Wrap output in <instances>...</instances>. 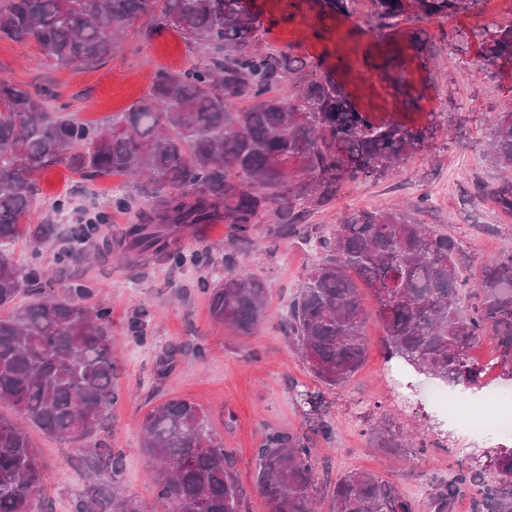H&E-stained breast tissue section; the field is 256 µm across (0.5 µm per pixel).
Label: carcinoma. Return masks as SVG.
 <instances>
[{"instance_id":"cac0c4a2","label":"carcinoma","mask_w":512,"mask_h":512,"mask_svg":"<svg viewBox=\"0 0 512 512\" xmlns=\"http://www.w3.org/2000/svg\"><path fill=\"white\" fill-rule=\"evenodd\" d=\"M353 0H315L318 13L350 15ZM376 28L390 76L406 101L422 95L407 83L403 55L429 51L421 27L403 32L405 43L384 33L393 20H451L470 9L468 0H418L406 14L403 0H373ZM172 27L199 51H222L221 59L196 62L179 72L160 71L149 94L103 126L65 112H48L42 94L0 77V403L16 418L0 416V512L35 509L43 475L26 426L71 442L96 436L117 397L109 337L110 310L90 306L94 289L83 279L81 244L94 240L103 255L120 254L127 266L144 255H159L174 266L213 264L209 250L187 256L185 234L205 238L212 224H228L237 243L248 241L256 224L273 215L278 233L291 235L296 205L318 206L336 198L344 181L381 176L425 146L430 129H415L394 118L362 111L325 60L273 53L270 28L243 0H0V39L31 42L58 65L93 66L112 55L134 24ZM512 63V25L486 30L477 65ZM282 82L288 97L273 94ZM486 157L506 172L490 191L495 205L512 215V109L500 113ZM64 163L85 178L120 174L172 189L136 214L124 235L100 233L106 216L72 228L55 254L67 274L65 288L45 292L43 267L17 264L14 246L29 241L33 257L54 241L52 224H35L40 174ZM327 258L310 267L305 282L279 319V330L313 375L328 389L346 383L360 368L367 343L368 314L360 289L376 300L384 332V354L415 370L466 389L482 385L487 367L470 351L488 338L493 365L512 366V254L481 268L472 290L457 271L459 243L407 211L347 212L329 238L317 241ZM224 279L202 280L212 320L251 336L268 319L267 288L240 271L237 251L224 252ZM27 296L29 302L18 303ZM142 309L128 330L146 340ZM202 357L206 347L172 343L156 361L165 377L187 352ZM309 406L305 425L272 429L255 450V488L270 512H316L317 497L329 512H416L412 500L369 470H352L334 485L321 482L316 441L331 438L323 395L298 390ZM142 448L157 463L155 504L164 512H243L244 493L224 441L188 399H168L142 422ZM383 447H404L392 425L374 426ZM107 458L111 484L88 482L71 512H144L132 495L117 490L122 460L102 443L89 449L86 468ZM496 474L460 467L428 485V512H453L464 491L476 488L472 512H512V446L501 443Z\"/></svg>"}]
</instances>
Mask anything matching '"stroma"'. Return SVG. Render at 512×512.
Returning a JSON list of instances; mask_svg holds the SVG:
<instances>
[{
    "mask_svg": "<svg viewBox=\"0 0 512 512\" xmlns=\"http://www.w3.org/2000/svg\"><path fill=\"white\" fill-rule=\"evenodd\" d=\"M248 2L261 12L263 22L273 26L270 46L297 57L326 55L327 66L347 74L348 88L363 110L416 125L432 116L437 130L428 148L411 153L392 173L347 182L336 199L325 205L296 207L297 231L292 236H277L269 223L255 225L250 243L239 251L238 263L265 282L269 318L250 336L237 335L213 322L207 297L198 286L201 279L224 276V250L231 245L228 225L210 226L201 242L188 237L182 240V249L188 254L201 246L209 248L215 262L208 267L190 263L174 267L149 256L132 270L116 258L98 257L94 243H87L89 259L82 274L95 288L96 302L111 312L118 391L96 438L121 454V485L148 507L155 500L149 479L155 463L141 446L142 421L160 402L179 397L204 408L213 431L232 452L245 489V512H269L254 487L255 450L268 429L303 425L304 407L289 391L290 380L313 392L321 390L302 359L284 342L277 320L309 267L321 257L316 239L332 233L340 213L418 210L421 222L439 227L462 245L460 272L471 279L483 266L512 252V215L478 199L479 187L493 184L497 177L484 145L500 113L512 103V68L466 78L463 60L449 52L445 42L451 30L466 37L487 25L512 24V0H479L475 8L453 20L426 23L432 48L423 56L409 57L405 70L406 79L423 95L416 107L403 104L381 59L364 58L366 47L375 43L378 35L369 26L372 0H353L351 15L341 20L319 16L309 0ZM355 25L365 29L356 42L348 37ZM196 56L190 44L172 30L147 38L129 33L96 67L56 65L43 60L33 44L0 39V77L44 93L47 111L104 123L143 97L155 73L188 68ZM39 189L41 211L50 213L64 238L72 225L109 211V199L117 189L131 196L132 208L109 211L102 233L121 236L133 223L135 211L149 205L152 193L146 185L131 187L121 176L86 181L63 164L41 175ZM64 194L70 198L69 209L51 214L52 202ZM362 298L370 313L365 326L368 354L345 386L324 392L333 433L330 440L317 443L319 470L331 483L349 470L373 471L413 499L417 512H426L429 479L448 475L467 457L482 455L491 442L454 424L448 433L435 431L431 420L437 409L426 398L434 378L411 377L403 367L385 361L383 332L373 315L375 299L367 291ZM141 309L150 312L143 342L127 330L128 319ZM174 341L203 343L206 354L200 359L187 356L165 378H158L155 359ZM385 422L425 439L424 453L415 454L408 447L396 454L379 447L365 429ZM29 434L37 445L43 471L42 498L50 502L52 512H71L73 499L86 484L85 471L78 464L81 448L35 428Z\"/></svg>",
    "mask_w": 512,
    "mask_h": 512,
    "instance_id": "35a3bbf8",
    "label": "stroma"
}]
</instances>
